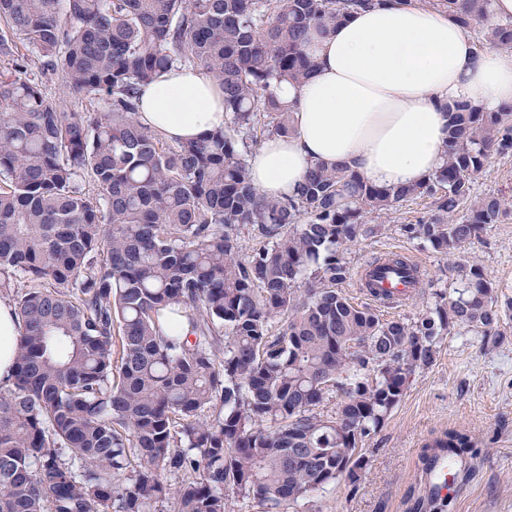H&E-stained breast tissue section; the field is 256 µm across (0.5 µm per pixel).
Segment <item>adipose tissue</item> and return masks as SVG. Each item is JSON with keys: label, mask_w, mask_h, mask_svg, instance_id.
Returning <instances> with one entry per match:
<instances>
[{"label": "adipose tissue", "mask_w": 512, "mask_h": 512, "mask_svg": "<svg viewBox=\"0 0 512 512\" xmlns=\"http://www.w3.org/2000/svg\"><path fill=\"white\" fill-rule=\"evenodd\" d=\"M315 66L302 83L276 86L293 132L250 159L267 196L295 195L313 162L347 167L380 186L427 178L443 162L450 103L485 111L512 104V51L477 52L455 21L418 6L349 14L314 35ZM142 120L168 141L223 127L224 98L202 70L178 66L143 86Z\"/></svg>", "instance_id": "ef3b65f1"}]
</instances>
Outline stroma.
Here are the masks:
<instances>
[{
	"mask_svg": "<svg viewBox=\"0 0 512 512\" xmlns=\"http://www.w3.org/2000/svg\"><path fill=\"white\" fill-rule=\"evenodd\" d=\"M428 206L420 199L381 218L374 236L348 250L357 271L387 252L410 255L418 263L423 277L416 301L392 311L410 321L434 303L436 293L454 286L453 258L418 248L400 231L426 214ZM462 254L483 268L501 296L512 298V217L489 225ZM500 331L498 342L489 345L471 331L455 329L442 336L432 365L412 374L401 402L367 442L369 466L357 495L332 485L313 494L299 512H407L406 496L420 483L419 454L451 428L466 430L478 450L476 475L453 512H512V319Z\"/></svg>",
	"mask_w": 512,
	"mask_h": 512,
	"instance_id": "35a3bbf8",
	"label": "stroma"
}]
</instances>
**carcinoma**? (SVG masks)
I'll use <instances>...</instances> for the list:
<instances>
[{"instance_id":"cac0c4a2","label":"carcinoma","mask_w":512,"mask_h":512,"mask_svg":"<svg viewBox=\"0 0 512 512\" xmlns=\"http://www.w3.org/2000/svg\"><path fill=\"white\" fill-rule=\"evenodd\" d=\"M369 4L0 0V298L20 320L0 391V512H231L228 490L282 512L329 485L354 491L366 442L439 337L499 327L496 287L477 264L455 263L460 287L410 323L381 318L409 295L377 283L390 270L419 284L411 257L366 265L370 304L343 287L348 246L405 203L431 199L401 229L445 256L512 213L503 195H474L491 159L512 156V106L448 105L444 163L411 185L320 163L291 197L253 183L248 155L292 131L274 85L301 83L311 35ZM425 5L468 31L491 14V0ZM475 45L512 49V22ZM175 64L212 76L228 121L170 144L141 121L139 93ZM35 68L103 111H66ZM247 226L258 243L246 250ZM180 317L187 336L170 333ZM476 455L453 428L420 462L427 474L446 457L465 478ZM407 503L451 512L429 491Z\"/></svg>"}]
</instances>
